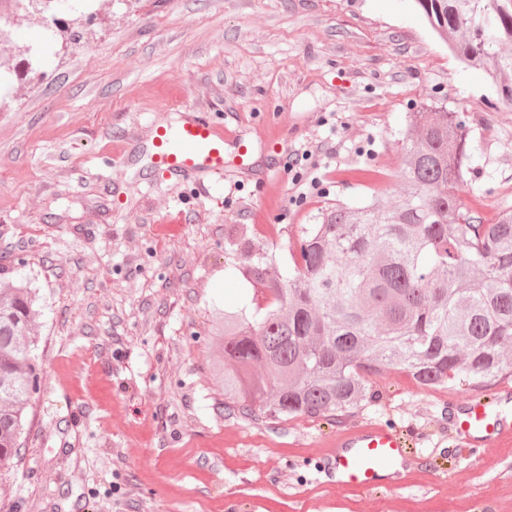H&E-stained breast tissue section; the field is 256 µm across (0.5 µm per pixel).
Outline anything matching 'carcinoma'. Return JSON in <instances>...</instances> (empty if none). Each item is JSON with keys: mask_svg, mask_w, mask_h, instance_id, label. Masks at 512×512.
Segmentation results:
<instances>
[{"mask_svg": "<svg viewBox=\"0 0 512 512\" xmlns=\"http://www.w3.org/2000/svg\"><path fill=\"white\" fill-rule=\"evenodd\" d=\"M462 63L512 105V0H413ZM403 192L362 207L336 201L300 224L291 268L244 247L233 269L259 294L210 315L208 370L225 402L255 421L331 420L376 397L385 365L423 387L485 389L512 378V210L493 224L460 195L471 147L444 107L409 115ZM38 289L0 284V469L22 460L43 365Z\"/></svg>", "mask_w": 512, "mask_h": 512, "instance_id": "obj_1", "label": "carcinoma"}]
</instances>
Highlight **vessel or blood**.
I'll return each instance as SVG.
<instances>
[{"label": "vessel or blood", "instance_id": "obj_1", "mask_svg": "<svg viewBox=\"0 0 512 512\" xmlns=\"http://www.w3.org/2000/svg\"><path fill=\"white\" fill-rule=\"evenodd\" d=\"M155 164L172 174L195 173L219 176L226 164L225 148L241 150V143H229L222 128L204 113L188 116L174 129L158 127ZM457 428L470 435L494 432L512 434V420L499 415L491 403L465 404L456 421ZM406 442L398 434L381 428H362L339 439L336 468L342 485L367 488L378 483L382 472L392 470L405 456Z\"/></svg>", "mask_w": 512, "mask_h": 512}]
</instances>
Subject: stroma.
<instances>
[{
	"mask_svg": "<svg viewBox=\"0 0 512 512\" xmlns=\"http://www.w3.org/2000/svg\"><path fill=\"white\" fill-rule=\"evenodd\" d=\"M57 17L79 19V43ZM13 39L0 281L40 290L44 376L0 512H512V443L448 428L482 391L385 367L378 400L338 420L252 421L206 363L213 305L249 292L227 272L237 243L284 266L320 207L398 196L408 113L464 116L465 206L489 222L512 207V106L411 0H66ZM188 112L251 167L216 185L154 170L156 126ZM360 425L410 442L398 479L337 482L336 440Z\"/></svg>",
	"mask_w": 512,
	"mask_h": 512,
	"instance_id": "35a3bbf8",
	"label": "stroma"
}]
</instances>
